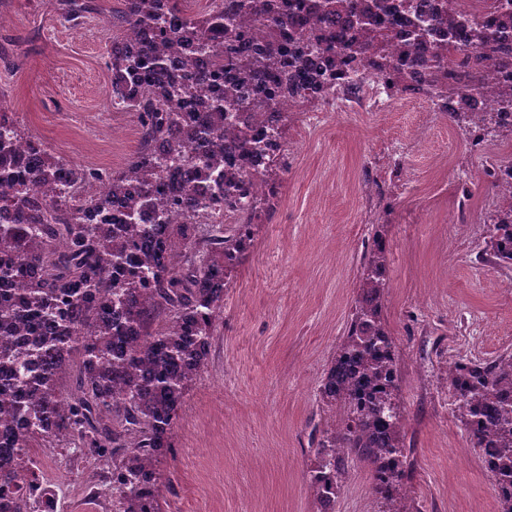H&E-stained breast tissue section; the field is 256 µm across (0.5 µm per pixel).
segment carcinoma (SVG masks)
Instances as JSON below:
<instances>
[{"instance_id": "1", "label": "carcinoma", "mask_w": 512, "mask_h": 512, "mask_svg": "<svg viewBox=\"0 0 512 512\" xmlns=\"http://www.w3.org/2000/svg\"><path fill=\"white\" fill-rule=\"evenodd\" d=\"M109 23L110 97L137 115L140 147L114 172L55 156L0 111V512H53L55 493L28 466L34 448L81 449L112 462L104 477L112 512H162L156 463L185 389L203 370L224 308L225 270L254 247L252 220L276 197L281 127L288 111L267 102L264 150L253 131L251 101L275 81L274 94L296 106L324 99L347 66L371 72L388 97L429 99L458 127L512 140V84L492 76L512 68V13L469 27L454 0L406 19L398 33L386 0H214L202 16L186 0H123ZM76 20L89 0H59ZM479 94L495 112H472ZM195 99L205 115L185 119ZM32 158L19 164L18 150ZM266 157L263 167L246 168ZM186 169L174 186L168 162ZM73 187L101 185L80 206L48 200L39 188L62 168ZM496 204L487 222L485 260L512 268V190L490 173ZM213 193L202 198L194 184ZM118 203L124 220L109 208ZM220 209L232 224H206ZM91 211L102 219L82 221ZM384 225L362 255L358 298L318 386L334 410L314 448L309 486L318 512H335L348 463L370 466L383 512H407L398 490L407 468L398 350L383 297ZM71 379L64 393L59 380ZM452 413L479 450L500 512H512V354L448 362Z\"/></svg>"}]
</instances>
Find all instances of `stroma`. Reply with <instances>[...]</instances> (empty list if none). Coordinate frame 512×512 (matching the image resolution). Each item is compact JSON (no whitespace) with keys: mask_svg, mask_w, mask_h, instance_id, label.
Returning <instances> with one entry per match:
<instances>
[{"mask_svg":"<svg viewBox=\"0 0 512 512\" xmlns=\"http://www.w3.org/2000/svg\"><path fill=\"white\" fill-rule=\"evenodd\" d=\"M79 24L55 0H0V98L54 155L120 169L139 148L135 113L109 109L108 53L121 0H94ZM288 156L255 246L228 274L207 364L187 388L157 466L163 512H317L311 433L327 414L318 385L357 298L371 227H386L384 318L399 351L411 464L408 512H499L494 486L441 378L458 355L512 352V269L482 260L493 191L479 150L427 99L329 112L301 107L282 130ZM65 512H112L69 449L43 448ZM369 469L351 463L336 512H380Z\"/></svg>","mask_w":512,"mask_h":512,"instance_id":"obj_1","label":"stroma"}]
</instances>
